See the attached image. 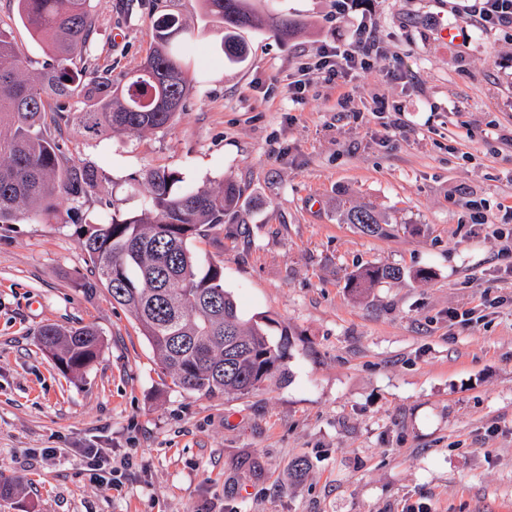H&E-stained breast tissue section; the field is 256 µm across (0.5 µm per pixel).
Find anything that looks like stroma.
<instances>
[{
	"mask_svg": "<svg viewBox=\"0 0 512 512\" xmlns=\"http://www.w3.org/2000/svg\"><path fill=\"white\" fill-rule=\"evenodd\" d=\"M254 3L301 30L243 31L232 64L200 0H92L91 70L137 68L154 14L194 24L187 110L95 137L70 118L83 96L51 109L61 144L102 175L87 218L139 211L133 180L154 167L188 188L237 183L236 211L190 245L223 263L245 318L287 339L286 374L244 397L174 387L131 316L84 292L68 202L0 226V475L21 483L0 512H512V27H479L459 0H359L338 19L332 0ZM0 24L40 70L47 47L15 0ZM361 25L367 68L289 98L298 70ZM358 205L391 234L346 223ZM381 264L406 275L349 288ZM47 324L95 327L99 358L63 375L37 343ZM84 448L134 465L100 483Z\"/></svg>",
	"mask_w": 512,
	"mask_h": 512,
	"instance_id": "35a3bbf8",
	"label": "stroma"
}]
</instances>
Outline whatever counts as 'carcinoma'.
<instances>
[{"mask_svg": "<svg viewBox=\"0 0 512 512\" xmlns=\"http://www.w3.org/2000/svg\"><path fill=\"white\" fill-rule=\"evenodd\" d=\"M205 15L222 31L224 57L241 62L246 55L244 29H268L291 37L297 23L270 16L253 0H201ZM20 21L46 42L48 59L38 77L29 75L11 33L0 26V224L54 211L59 199L76 201L101 175L74 159L47 122L51 99L87 93L89 107L73 120L86 133L141 134L170 125L186 110L193 32L180 15L152 16L153 43L141 67L112 79L93 70L76 75L96 31L91 0H16ZM147 196L140 211L113 213L88 222L76 207L77 226L93 278L82 284L89 295L105 289L112 301L136 321L142 336L173 386L205 395H249L281 373L288 343H275L258 324L242 317L224 289V268L202 260L190 248L195 237L224 223L241 191L227 179L216 188L184 189L180 175L150 168L141 176ZM369 236H386L372 209L356 207L346 215ZM398 267L368 266L353 276L355 287L401 278ZM39 346L64 373H78L98 357L102 342L92 326L64 329L47 324Z\"/></svg>", "mask_w": 512, "mask_h": 512, "instance_id": "cac0c4a2", "label": "carcinoma"}]
</instances>
